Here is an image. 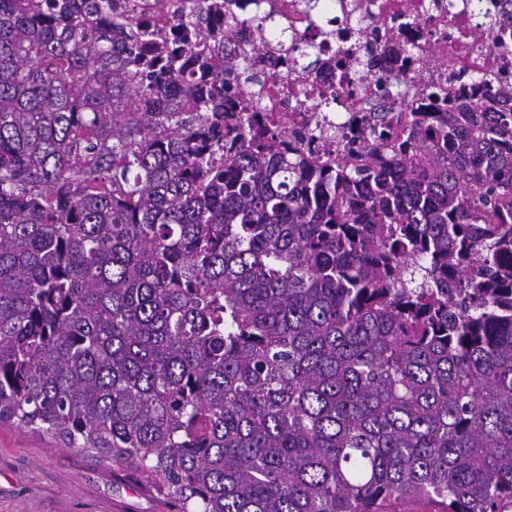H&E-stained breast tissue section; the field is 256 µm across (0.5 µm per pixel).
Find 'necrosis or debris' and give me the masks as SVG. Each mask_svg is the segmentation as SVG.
Masks as SVG:
<instances>
[{"instance_id": "1", "label": "necrosis or debris", "mask_w": 512, "mask_h": 512, "mask_svg": "<svg viewBox=\"0 0 512 512\" xmlns=\"http://www.w3.org/2000/svg\"><path fill=\"white\" fill-rule=\"evenodd\" d=\"M184 0H134L136 15L151 25L158 41H165ZM233 13L238 27L231 45L243 50L253 43L265 44L268 57L286 61L296 57L294 40H316L332 56L330 67L307 75L305 84L289 79L284 66L272 70L265 90L284 112L295 111L288 97L302 92L304 85L336 96L330 120L338 134L325 138L329 152L343 153L350 125L360 124L373 112L398 114L410 111L407 96L379 87L372 76L356 80L354 66L366 51L368 28L385 29L395 15L413 14L412 26L401 32L415 55L410 79L424 91L447 86L450 74L468 69L495 73L512 84V33L490 28V18L499 10L496 0H319L307 10L303 0H222L208 13L212 28L224 26L225 13ZM285 21L287 38L260 36L259 22L268 14Z\"/></svg>"}]
</instances>
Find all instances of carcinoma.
<instances>
[{
  "instance_id": "obj_1",
  "label": "carcinoma",
  "mask_w": 512,
  "mask_h": 512,
  "mask_svg": "<svg viewBox=\"0 0 512 512\" xmlns=\"http://www.w3.org/2000/svg\"><path fill=\"white\" fill-rule=\"evenodd\" d=\"M203 9L138 65L114 0H0V421L178 512H502L512 85L327 161Z\"/></svg>"
}]
</instances>
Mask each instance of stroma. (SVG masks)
<instances>
[{
    "label": "stroma",
    "instance_id": "1",
    "mask_svg": "<svg viewBox=\"0 0 512 512\" xmlns=\"http://www.w3.org/2000/svg\"><path fill=\"white\" fill-rule=\"evenodd\" d=\"M0 512H175L150 478L0 422Z\"/></svg>",
    "mask_w": 512,
    "mask_h": 512
}]
</instances>
